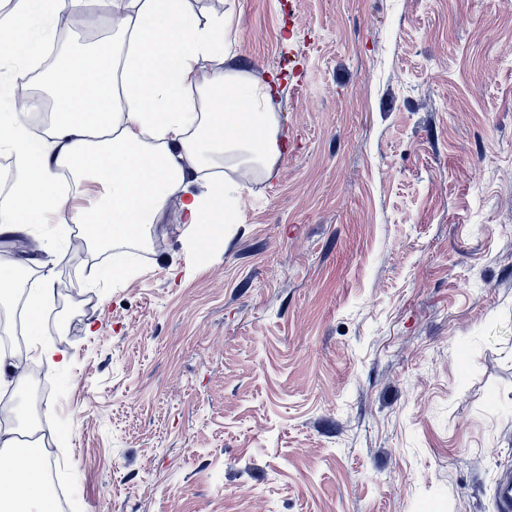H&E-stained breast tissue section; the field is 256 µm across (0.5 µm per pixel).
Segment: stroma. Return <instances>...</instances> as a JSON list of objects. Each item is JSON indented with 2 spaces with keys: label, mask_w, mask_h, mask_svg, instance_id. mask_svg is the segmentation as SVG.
Instances as JSON below:
<instances>
[{
  "label": "stroma",
  "mask_w": 512,
  "mask_h": 512,
  "mask_svg": "<svg viewBox=\"0 0 512 512\" xmlns=\"http://www.w3.org/2000/svg\"><path fill=\"white\" fill-rule=\"evenodd\" d=\"M286 133L218 243L168 200L53 270L71 512H497L512 468V0H188Z\"/></svg>",
  "instance_id": "stroma-1"
}]
</instances>
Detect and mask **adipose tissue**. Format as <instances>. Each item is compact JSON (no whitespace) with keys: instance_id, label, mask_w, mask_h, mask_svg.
<instances>
[{"instance_id":"obj_1","label":"adipose tissue","mask_w":512,"mask_h":512,"mask_svg":"<svg viewBox=\"0 0 512 512\" xmlns=\"http://www.w3.org/2000/svg\"><path fill=\"white\" fill-rule=\"evenodd\" d=\"M83 0H18L0 24V70L38 60L52 26ZM116 37L96 50L72 52L47 75L54 100L43 136L25 133L21 113H0V154L15 175L0 198V235L30 237L34 259L0 271V304L22 303L38 334L54 289L53 269L66 249L54 220L68 214L89 239L125 247L180 195L197 238L213 240L234 207L238 181L224 170L271 171L280 155L272 84L227 69L207 88V107L191 95L203 63L224 53L236 31L228 16L199 20L187 0H108ZM41 275L22 279L29 264ZM9 465L0 469V512H54L46 461L0 430Z\"/></svg>"}]
</instances>
